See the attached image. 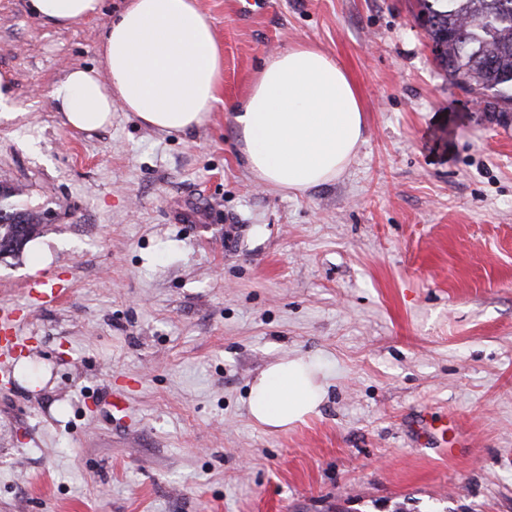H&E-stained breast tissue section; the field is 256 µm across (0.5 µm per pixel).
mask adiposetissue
Returning a JSON list of instances; mask_svg holds the SVG:
<instances>
[{
  "mask_svg": "<svg viewBox=\"0 0 512 512\" xmlns=\"http://www.w3.org/2000/svg\"><path fill=\"white\" fill-rule=\"evenodd\" d=\"M40 22L70 27L101 0H27ZM224 51L198 0H128L102 36L99 66L70 70L53 99L64 126L92 132L120 104L167 134L200 127L220 102ZM245 166L259 183L303 192L350 164L363 140L364 110L345 68L299 41L262 58L246 95L232 105ZM319 363L295 357L268 364L251 383L248 412L270 431L316 414L326 396Z\"/></svg>",
  "mask_w": 512,
  "mask_h": 512,
  "instance_id": "obj_1",
  "label": "adipose tissue"
}]
</instances>
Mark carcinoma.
<instances>
[{"instance_id": "cac0c4a2", "label": "carcinoma", "mask_w": 512, "mask_h": 512, "mask_svg": "<svg viewBox=\"0 0 512 512\" xmlns=\"http://www.w3.org/2000/svg\"><path fill=\"white\" fill-rule=\"evenodd\" d=\"M416 18L441 70L495 112H512V0H417ZM14 224L0 222V255Z\"/></svg>"}]
</instances>
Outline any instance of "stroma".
<instances>
[{
	"label": "stroma",
	"mask_w": 512,
	"mask_h": 512,
	"mask_svg": "<svg viewBox=\"0 0 512 512\" xmlns=\"http://www.w3.org/2000/svg\"><path fill=\"white\" fill-rule=\"evenodd\" d=\"M125 2L58 28L0 0V185L47 213L50 251L34 273L0 257L25 342L0 353V512H512V112L440 70L414 0H199L224 47L208 121L166 134L118 107L70 131L52 93ZM300 40L343 64L365 129L293 194L252 179L230 106ZM38 282L59 303L33 305ZM294 356L327 396L267 431L250 384ZM422 416L456 421L449 448Z\"/></svg>",
	"instance_id": "obj_1"
}]
</instances>
